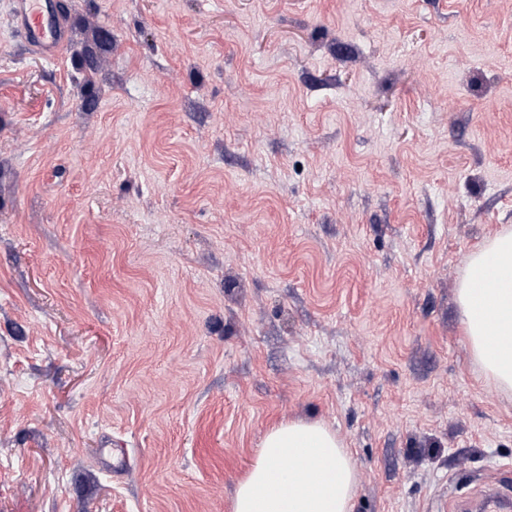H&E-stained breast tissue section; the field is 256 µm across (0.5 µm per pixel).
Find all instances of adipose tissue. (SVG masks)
<instances>
[{
	"mask_svg": "<svg viewBox=\"0 0 512 512\" xmlns=\"http://www.w3.org/2000/svg\"><path fill=\"white\" fill-rule=\"evenodd\" d=\"M472 359L512 390V228L468 257L458 290ZM359 482L341 439L318 420H288L264 436L240 481L233 512H352Z\"/></svg>",
	"mask_w": 512,
	"mask_h": 512,
	"instance_id": "ef3b65f1",
	"label": "adipose tissue"
}]
</instances>
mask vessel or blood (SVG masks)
<instances>
[{"label": "vessel or blood", "instance_id": "b4317fda", "mask_svg": "<svg viewBox=\"0 0 512 512\" xmlns=\"http://www.w3.org/2000/svg\"><path fill=\"white\" fill-rule=\"evenodd\" d=\"M40 0H13L11 22L33 51L57 56L69 41L70 29L64 18L49 19Z\"/></svg>", "mask_w": 512, "mask_h": 512}]
</instances>
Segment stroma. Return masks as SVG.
<instances>
[{
    "instance_id": "obj_1",
    "label": "stroma",
    "mask_w": 512,
    "mask_h": 512,
    "mask_svg": "<svg viewBox=\"0 0 512 512\" xmlns=\"http://www.w3.org/2000/svg\"><path fill=\"white\" fill-rule=\"evenodd\" d=\"M0 0V512H232L284 419L353 512L512 480L457 291L512 227V0ZM11 23L35 52L56 57L69 41L70 29L66 20L58 16L51 21L41 7L40 0H13Z\"/></svg>"
}]
</instances>
